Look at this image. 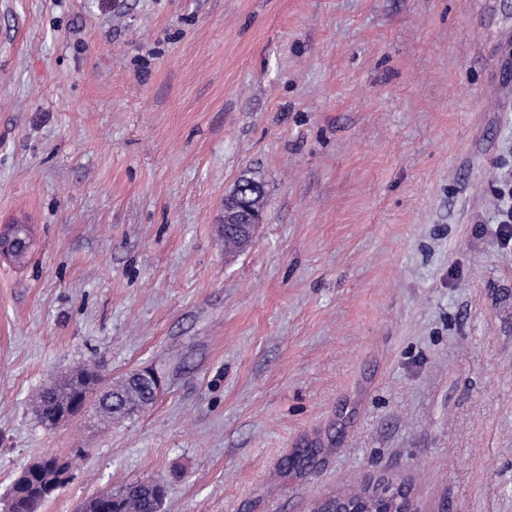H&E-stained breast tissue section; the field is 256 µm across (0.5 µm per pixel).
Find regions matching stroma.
I'll use <instances>...</instances> for the list:
<instances>
[{"instance_id":"obj_1","label":"stroma","mask_w":512,"mask_h":512,"mask_svg":"<svg viewBox=\"0 0 512 512\" xmlns=\"http://www.w3.org/2000/svg\"><path fill=\"white\" fill-rule=\"evenodd\" d=\"M512 0H0V508L137 481L161 512H309L410 484L512 512ZM264 221L224 250V196ZM156 402L52 427L85 363ZM239 192L245 199L248 211L224 210V250L229 253L244 249L251 241L246 236L245 226L239 224L249 223L255 218H263L266 204V194L261 182L252 178L243 177L229 192ZM260 224V220L248 224V228H254ZM93 367L85 365L82 370L57 385L43 389L37 396L36 410L44 424L55 425L56 413L73 401L87 398L97 377L91 378ZM43 470H48L49 472H57L60 483H58L56 489L64 484L61 483V481L65 479V475L67 473V471L65 470V466L58 460L57 457L51 455L43 456L36 462L30 464L26 469H24L21 472V475L17 481L24 482L25 479L30 477L32 473L42 474Z\"/></svg>"}]
</instances>
